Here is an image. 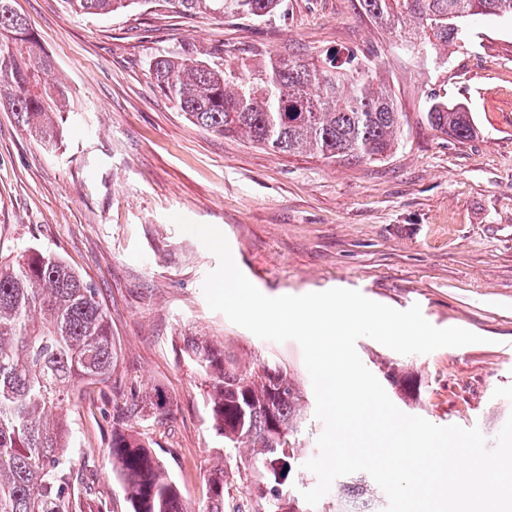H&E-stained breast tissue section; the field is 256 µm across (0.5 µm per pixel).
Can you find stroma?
<instances>
[{"instance_id": "stroma-1", "label": "stroma", "mask_w": 512, "mask_h": 512, "mask_svg": "<svg viewBox=\"0 0 512 512\" xmlns=\"http://www.w3.org/2000/svg\"><path fill=\"white\" fill-rule=\"evenodd\" d=\"M18 8L70 86L73 110L49 153L0 107V255L51 251L99 290L118 356L111 380L72 413L71 448L109 512H130L107 448L108 416L131 398L168 396L166 410L143 412L135 427L164 449L193 498L223 452L181 331L290 370L307 404V457L324 428L299 345L260 339L209 308L202 286L218 259L180 232L175 214L219 228L266 296L357 290L479 335L428 354L401 355L368 337L356 349L369 370L392 361L418 377L419 399L404 413L476 426L495 441L512 416V17L470 18L456 44L420 50L375 23L361 0H283L262 21L190 17L164 0L110 15L74 12L66 0ZM175 48L201 60L353 54L395 95L399 141L384 159L351 162L212 134L151 79V61ZM436 98L472 112L476 136L433 131L426 112Z\"/></svg>"}]
</instances>
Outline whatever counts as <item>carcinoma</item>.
Wrapping results in <instances>:
<instances>
[{
    "mask_svg": "<svg viewBox=\"0 0 512 512\" xmlns=\"http://www.w3.org/2000/svg\"><path fill=\"white\" fill-rule=\"evenodd\" d=\"M139 0H68L76 12L106 15ZM194 16L265 19L280 0H164ZM365 12L420 49L455 43L471 16H512V0H362ZM44 53L17 0H0V103L50 151L64 133L71 90L48 81ZM154 82L186 118L224 136L244 134L275 153L309 152L324 159L374 161L393 150L401 128L391 91L373 69L351 56L318 60L271 54L260 64L232 55L222 63L172 49L150 64ZM430 128L457 140L475 134L459 105L435 101ZM183 352L201 379L210 430L224 460L253 450L237 469L251 496L235 512H380L363 477L339 478L336 498L310 507L293 492L304 461L302 391L287 368L255 361L240 366L224 344L200 332L182 335ZM117 358L108 316L95 286L63 258L25 249L0 257V512H105L81 491L83 474L70 458V410L83 386L106 384ZM382 372L402 398L420 395L417 376L392 363ZM145 409L137 398L112 416V472L129 490L132 512H224V466L206 479L191 508L149 438L132 422Z\"/></svg>",
    "mask_w": 512,
    "mask_h": 512,
    "instance_id": "cac0c4a2",
    "label": "carcinoma"
}]
</instances>
